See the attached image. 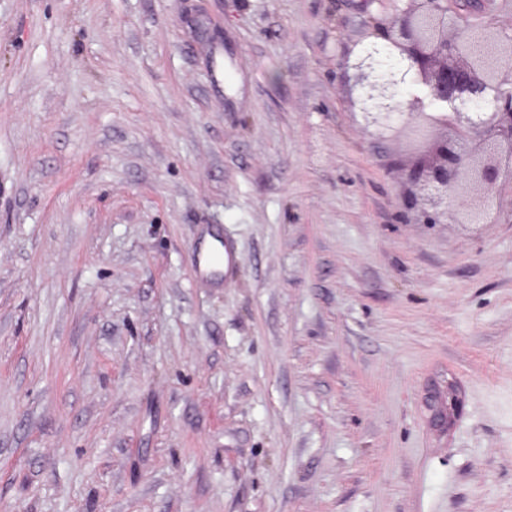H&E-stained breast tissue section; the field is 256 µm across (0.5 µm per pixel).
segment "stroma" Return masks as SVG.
<instances>
[{"label": "stroma", "instance_id": "obj_1", "mask_svg": "<svg viewBox=\"0 0 512 512\" xmlns=\"http://www.w3.org/2000/svg\"><path fill=\"white\" fill-rule=\"evenodd\" d=\"M391 12L0 0V512H512V181L404 208Z\"/></svg>", "mask_w": 512, "mask_h": 512}]
</instances>
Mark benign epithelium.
Masks as SVG:
<instances>
[{"label":"benign epithelium","mask_w":512,"mask_h":512,"mask_svg":"<svg viewBox=\"0 0 512 512\" xmlns=\"http://www.w3.org/2000/svg\"><path fill=\"white\" fill-rule=\"evenodd\" d=\"M344 67L353 71L365 122L385 134L402 125L416 152L404 168L428 224L450 207L481 224L512 177V33L479 31L448 17V0H397Z\"/></svg>","instance_id":"7a95c632"}]
</instances>
